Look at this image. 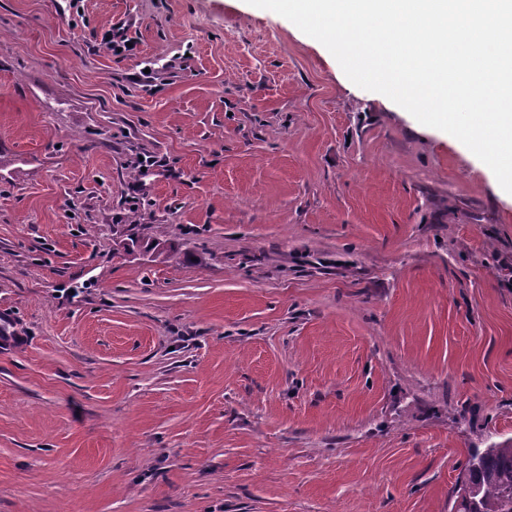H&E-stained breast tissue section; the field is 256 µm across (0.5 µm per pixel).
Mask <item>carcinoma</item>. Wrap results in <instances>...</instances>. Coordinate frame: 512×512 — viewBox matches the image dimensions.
<instances>
[{
    "instance_id": "cac0c4a2",
    "label": "carcinoma",
    "mask_w": 512,
    "mask_h": 512,
    "mask_svg": "<svg viewBox=\"0 0 512 512\" xmlns=\"http://www.w3.org/2000/svg\"><path fill=\"white\" fill-rule=\"evenodd\" d=\"M512 443L473 448L452 492V512H512Z\"/></svg>"
}]
</instances>
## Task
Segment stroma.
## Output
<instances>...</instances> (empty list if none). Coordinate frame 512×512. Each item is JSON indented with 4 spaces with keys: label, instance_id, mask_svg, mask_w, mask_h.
Masks as SVG:
<instances>
[{
    "label": "stroma",
    "instance_id": "35a3bbf8",
    "mask_svg": "<svg viewBox=\"0 0 512 512\" xmlns=\"http://www.w3.org/2000/svg\"><path fill=\"white\" fill-rule=\"evenodd\" d=\"M510 440L464 144L246 0H0V512H449Z\"/></svg>",
    "mask_w": 512,
    "mask_h": 512
}]
</instances>
